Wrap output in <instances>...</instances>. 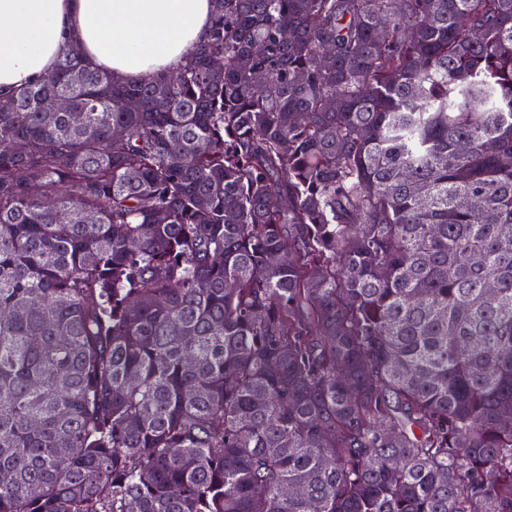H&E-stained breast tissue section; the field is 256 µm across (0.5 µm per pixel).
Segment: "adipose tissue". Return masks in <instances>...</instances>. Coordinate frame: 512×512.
I'll return each mask as SVG.
<instances>
[{
  "mask_svg": "<svg viewBox=\"0 0 512 512\" xmlns=\"http://www.w3.org/2000/svg\"><path fill=\"white\" fill-rule=\"evenodd\" d=\"M210 22V0H0V94L46 77L73 42L129 82L175 72Z\"/></svg>",
  "mask_w": 512,
  "mask_h": 512,
  "instance_id": "1",
  "label": "adipose tissue"
}]
</instances>
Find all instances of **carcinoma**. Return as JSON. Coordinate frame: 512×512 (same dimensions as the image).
I'll list each match as a JSON object with an SVG mask.
<instances>
[{"instance_id":"obj_1","label":"carcinoma","mask_w":512,"mask_h":512,"mask_svg":"<svg viewBox=\"0 0 512 512\" xmlns=\"http://www.w3.org/2000/svg\"><path fill=\"white\" fill-rule=\"evenodd\" d=\"M211 3L0 110V512H512V0Z\"/></svg>"}]
</instances>
